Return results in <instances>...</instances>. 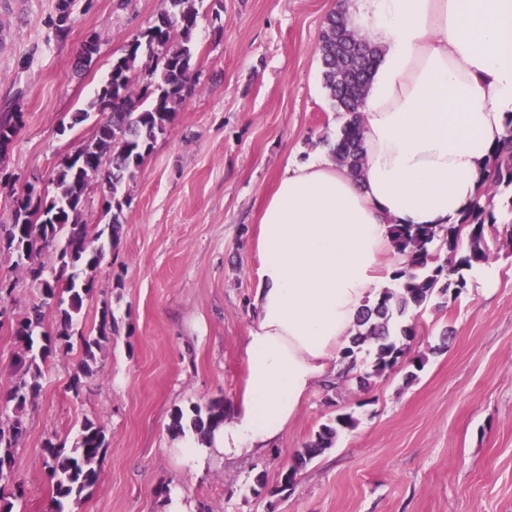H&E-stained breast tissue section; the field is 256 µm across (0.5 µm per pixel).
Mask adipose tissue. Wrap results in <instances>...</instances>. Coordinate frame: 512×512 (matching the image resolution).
<instances>
[{
    "label": "adipose tissue",
    "instance_id": "ef3b65f1",
    "mask_svg": "<svg viewBox=\"0 0 512 512\" xmlns=\"http://www.w3.org/2000/svg\"><path fill=\"white\" fill-rule=\"evenodd\" d=\"M357 3L383 50L362 111V177L322 155L286 167L260 220L243 392L205 445L183 442L192 469L287 431L365 301L395 287L390 225L455 223L512 118V0Z\"/></svg>",
    "mask_w": 512,
    "mask_h": 512
}]
</instances>
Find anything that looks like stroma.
I'll return each instance as SVG.
<instances>
[{"instance_id": "obj_1", "label": "stroma", "mask_w": 512, "mask_h": 512, "mask_svg": "<svg viewBox=\"0 0 512 512\" xmlns=\"http://www.w3.org/2000/svg\"><path fill=\"white\" fill-rule=\"evenodd\" d=\"M220 14H213V2ZM57 0H0V112L20 108L23 126L0 183V224L12 221L11 188L29 176L51 189L52 167L99 120L72 117L107 78L113 60L168 0H76L71 31L55 36ZM336 0H200L198 84L134 180L122 237L106 251L97 292L79 329L96 330L109 302L118 335L98 353L80 392L69 389L81 350L42 365L14 453L24 488L13 512H50L41 465L45 442L73 446L84 419L108 446L99 480L68 512H165L180 486L195 512H512V212L487 226L488 286L468 278L445 308L413 313L407 360L374 380L316 387L295 422L259 455L214 460L194 471L169 426L211 400L232 407L246 372L244 338L258 288L256 237L263 206L288 161L328 154L343 124L316 52ZM97 36L98 53L79 58ZM341 412L358 424L298 471L283 473L321 424Z\"/></svg>"}]
</instances>
